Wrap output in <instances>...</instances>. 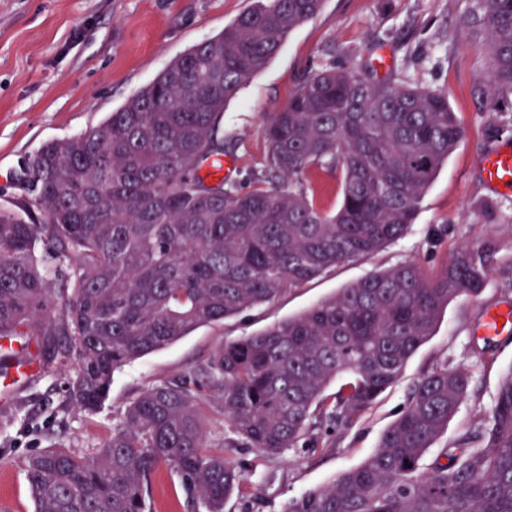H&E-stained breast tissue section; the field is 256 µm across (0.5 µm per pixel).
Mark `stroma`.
I'll list each match as a JSON object with an SVG mask.
<instances>
[{"instance_id":"obj_1","label":"stroma","mask_w":512,"mask_h":512,"mask_svg":"<svg viewBox=\"0 0 512 512\" xmlns=\"http://www.w3.org/2000/svg\"><path fill=\"white\" fill-rule=\"evenodd\" d=\"M255 0H0V208L25 213L36 190L25 172L46 143L107 119L193 46L221 33ZM474 0H324L320 13L287 36L278 53L224 108V148L234 166L228 183H268L264 126L300 80L340 62L371 69L377 53L388 78L447 93L465 136L439 169L405 234L365 259L337 266L301 288L241 316L207 324L115 372L101 409L82 412L65 393L73 364L50 361L12 402L0 404V512H33L25 463L62 444L93 455L130 401L144 388L192 374L224 342L299 315L340 288L404 262L440 270L457 247L492 255L478 298L452 301L434 335L409 360L400 382L361 415L323 419L304 440L268 457L224 445V418L201 406L209 445L223 449L246 475L243 493L224 512H284L288 502L360 465L403 411L412 384L440 364L466 368L469 394L443 438L455 441L484 420L502 378L512 370V333L482 338L481 308L512 302V194L490 191L478 158L512 137V96L485 108L487 58L475 36L455 34ZM152 512L187 508L178 478L162 465L152 479Z\"/></svg>"}]
</instances>
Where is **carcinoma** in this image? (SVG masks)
Listing matches in <instances>:
<instances>
[{
	"mask_svg": "<svg viewBox=\"0 0 512 512\" xmlns=\"http://www.w3.org/2000/svg\"><path fill=\"white\" fill-rule=\"evenodd\" d=\"M323 3L256 0L108 119L45 144L28 169L39 192L27 216L0 209V338L64 337L54 354L74 358L66 394L75 408L100 409L126 363L372 256L414 222L464 128L447 94L348 64L309 75L267 118L266 169L277 184L240 190L202 174L224 156V106ZM457 32L484 36L492 112L512 94V0H477ZM320 172L340 182L332 212L316 202ZM42 238L72 260L66 271L52 277L37 260ZM491 273L485 251L462 246L437 274L401 263L224 342L191 380L139 393L94 456L63 445L31 455L34 512H151L162 464L189 506L224 512L246 479L208 445L202 400L224 416V447L279 455L327 407L333 419L366 411L400 381L448 304L479 297ZM469 386L463 367L432 368L360 465L286 512H512V369L486 425L435 447Z\"/></svg>",
	"mask_w": 512,
	"mask_h": 512,
	"instance_id": "obj_1",
	"label": "carcinoma"
}]
</instances>
